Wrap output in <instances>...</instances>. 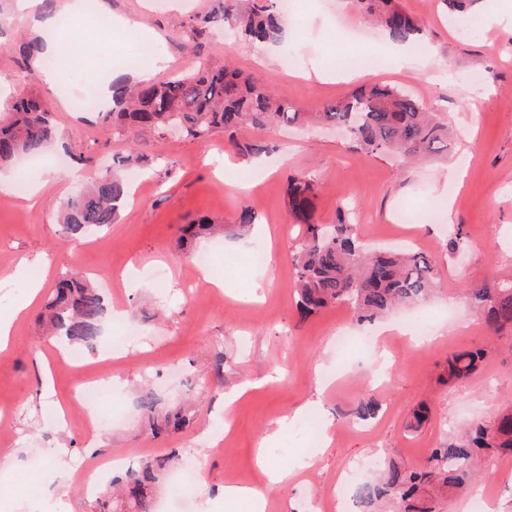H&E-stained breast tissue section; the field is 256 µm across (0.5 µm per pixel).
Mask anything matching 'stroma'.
Masks as SVG:
<instances>
[{"mask_svg":"<svg viewBox=\"0 0 512 512\" xmlns=\"http://www.w3.org/2000/svg\"><path fill=\"white\" fill-rule=\"evenodd\" d=\"M401 2L424 24L423 46L409 51L423 65L417 73L375 63L388 41L351 0H293L288 37L263 46L236 38L228 26L192 38L191 18L208 11L212 0H96L94 14L58 27L59 85L50 90L32 84L35 64L19 54L33 35L29 16L16 0H0V78L8 82L0 94L33 90L53 112L58 133L41 164L29 171L27 194L15 189L19 167L0 171L8 185L0 192V316L26 297L32 282L47 291L67 269L78 268L111 285L112 303L127 317L126 325H113V333L126 327L137 336L112 362L118 417L89 441L63 419L80 411L74 398L79 375L59 359L34 314L16 322L11 350L0 353V512H95L92 496L73 479L97 456L139 461L174 453L195 458L197 479L208 484L210 512H250L246 501H225L222 489L228 483L264 485L257 457L270 434L280 449L271 464L289 466L304 457L313 465L270 496L266 512H309L318 497L334 512L332 487L351 464L373 457L424 466L432 449L463 424L512 404V350L474 317L465 294L491 276L512 275V35L451 23L441 0ZM109 12L139 23L142 41L159 47L167 63L155 80L229 58L304 112L321 111L363 85L389 84L442 114L448 147L410 164L391 153L360 154L344 131L315 124L246 127L233 144L220 133L207 144L170 133L135 139L106 123L102 111L78 112L70 101L74 93H100L112 74L138 66L139 48L129 44L128 29L99 24ZM287 50L303 58L302 69H283ZM256 142L266 146L265 154L248 152ZM132 150L161 163L140 176L114 224L83 242L71 241L56 211L82 184L52 180V172L84 159L103 168ZM453 168L464 171L462 181L450 176ZM249 172L259 178L251 190H240ZM291 173L309 175L319 185L314 222L334 224L344 215L368 246L403 237L432 256L437 292L426 309L435 342L419 345L409 335L382 332V325L403 323L402 312L363 325L344 304L299 316L292 258L301 231L288 208ZM438 201L451 205V214L426 215L428 203ZM400 207L421 211V219L398 223ZM245 208L255 216L246 235L228 232L179 248L180 225L200 214L231 225ZM455 236L457 255L448 248ZM253 248L265 250L267 264L225 266V255ZM201 252L214 254V265L197 268ZM156 265L168 267L165 280L149 275ZM216 279L223 288L213 287ZM346 334L371 342L337 351V336ZM475 347L492 350L481 369L463 384H440L449 354ZM219 350L220 387L206 363ZM45 362L53 376L48 386L40 380ZM245 384L249 392L225 410V394ZM146 387L165 404L184 406L189 424L153 437L137 407ZM365 397L378 401L377 416L347 428V412ZM306 403L311 416L331 423L328 440L314 446L283 423ZM424 406L429 418L416 424L413 414ZM226 412L232 416L228 449L214 441ZM61 453L71 459V469L53 466ZM59 485L66 487L65 497L56 496Z\"/></svg>","mask_w":512,"mask_h":512,"instance_id":"1","label":"stroma"}]
</instances>
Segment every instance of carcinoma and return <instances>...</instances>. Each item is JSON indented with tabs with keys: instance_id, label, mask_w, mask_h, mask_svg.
Returning <instances> with one entry per match:
<instances>
[{
	"instance_id": "obj_1",
	"label": "carcinoma",
	"mask_w": 512,
	"mask_h": 512,
	"mask_svg": "<svg viewBox=\"0 0 512 512\" xmlns=\"http://www.w3.org/2000/svg\"><path fill=\"white\" fill-rule=\"evenodd\" d=\"M362 14L381 26L395 43L421 45L422 25L399 0H353ZM232 24L241 39L261 44L277 39L279 21L272 0H249L240 10L237 0H214L210 10L194 17L192 32ZM123 102L112 113V122L141 135L163 136L176 127L185 136L205 142L218 132L233 135L250 125L263 129L321 120L350 129L355 150L365 155L385 152L414 159L447 147L448 126L441 116L412 93L385 84L362 87L324 111L301 112L292 103L276 98L268 86L230 64L208 66L193 75L170 78L135 87H115ZM54 115L39 96L24 92L9 105H0V167L20 156H36L55 137ZM128 195V185L114 170L98 171L89 185L68 198L61 207V231L75 241L91 229L113 224ZM317 184L306 175L288 177V206L304 231L294 255L298 306L303 312L349 304L357 322L365 323L398 306H414L429 298L435 288V265L425 254L410 248L366 250L354 225L346 219L336 224L313 222ZM180 242L224 232L214 217L200 215L181 227ZM471 308L491 332L512 333V281L495 276L466 289ZM108 315L107 294L94 278L81 272L62 275L46 298L41 322L49 335L65 348L95 350ZM489 358L476 348L448 355V385L465 382ZM139 408L153 436L182 430L188 423L186 409L165 406L151 391L140 395ZM378 403L362 400L352 411L355 421L375 416ZM512 457V410L489 421L469 424L459 435L432 449L425 468L406 469L395 464L378 476L357 485L356 501L364 512H434L432 497L448 502L465 493L485 473L489 463ZM179 457L141 462L121 478L129 512H153V492L165 472Z\"/></svg>"
}]
</instances>
